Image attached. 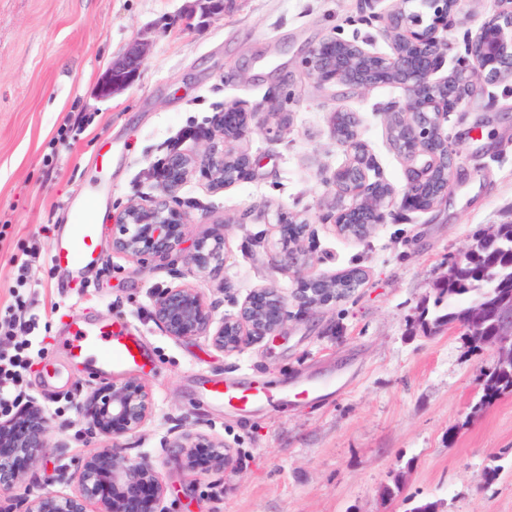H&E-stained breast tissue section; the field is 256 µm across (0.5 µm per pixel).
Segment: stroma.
<instances>
[{
	"label": "stroma",
	"instance_id": "1",
	"mask_svg": "<svg viewBox=\"0 0 512 512\" xmlns=\"http://www.w3.org/2000/svg\"><path fill=\"white\" fill-rule=\"evenodd\" d=\"M393 0H0V314L36 319L45 349L21 388V402L49 421L48 450L11 492L22 499L70 491L77 463L106 444L85 438L76 410L87 395L126 372L101 376L70 362L60 345L72 317L120 322L151 357L140 375L154 399L151 418L120 440L123 456L148 460L166 488L165 512H411L422 499L438 512H512V394L473 407L491 349L434 319L449 265L488 227L512 224V79L478 93L448 116L457 152L446 200L427 211L392 207L365 239L350 240L326 220L330 180L347 155L333 135L337 110L356 113L376 161L370 180L395 193L407 163L384 122L401 104L398 86L350 91L321 84L304 67L310 49L335 36L387 54L374 16ZM144 45L138 74L102 98L112 64ZM278 97L286 128H254L242 148L251 179L221 191L195 177L179 191L189 238L227 223L223 279L199 286L216 316L236 312L254 288L291 296L296 271L275 265L274 224L286 214L310 225L311 269L361 270L345 299L308 313L288 304L287 334L223 353L202 338L177 340L151 318L153 295L177 284L183 262L140 264L113 253L112 226L132 200L159 192L161 162L203 147L199 131L237 105L259 111ZM90 208L102 252L73 280L52 268L59 228ZM30 262L37 287L16 266ZM259 378L282 397L249 413L213 401L227 380ZM301 382L322 396L297 394ZM194 431L225 441L234 467L193 473L164 441ZM500 466L492 484L484 469Z\"/></svg>",
	"mask_w": 512,
	"mask_h": 512
}]
</instances>
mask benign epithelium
<instances>
[{
  "instance_id": "1",
  "label": "benign epithelium",
  "mask_w": 512,
  "mask_h": 512,
  "mask_svg": "<svg viewBox=\"0 0 512 512\" xmlns=\"http://www.w3.org/2000/svg\"><path fill=\"white\" fill-rule=\"evenodd\" d=\"M460 0H397L393 9L375 16L390 40L389 55L372 52L356 41L329 37L313 47L305 65L318 82L352 90L385 85L403 88L406 99L385 113L389 129L397 131L393 145L410 161L423 160L410 170L400 206L410 211L433 208L431 199L448 197L455 153L448 147L443 124L448 113L469 97L467 87L476 83L485 91L512 76V0H499V8L484 19L475 33L464 37L465 65L444 79L434 75L448 54L445 32L453 26ZM142 53L135 50L112 63L99 87V95L130 86L139 70ZM256 113L227 107L213 126L201 133L200 152H176L160 172V195L151 204L132 201L112 225V252L142 263H173L184 258V281L161 289L154 298L152 319L168 336L182 340L205 338L216 350L236 352L250 342L286 335L288 299L279 289L252 290L237 312L218 320L213 306L196 280L224 273L226 225L194 241L187 239L185 214L178 190L193 176L208 181L214 190L250 178L251 156L233 148L257 125ZM359 120L353 112L334 113V132L353 133L350 161L336 169L333 183L337 200L327 218L347 237L363 239L385 221L393 192L382 180L369 181L373 156L358 136ZM279 250L276 259L297 269L294 300L303 311L336 303V276L304 271V242L308 224L282 219L275 225ZM463 331L473 345L494 349L496 366L512 369V300L495 305L474 303ZM149 388L131 378L93 392L77 405L85 435L102 436L112 444L81 459L71 493L46 490L22 501V512H160L165 487L147 461L128 462L118 441L137 433L153 413ZM49 426L42 410L30 405L16 415L0 419V493L22 482L27 469L45 457ZM180 449L181 461L197 469L226 471L233 468L232 454L224 442L201 434L180 433L168 440Z\"/></svg>"
}]
</instances>
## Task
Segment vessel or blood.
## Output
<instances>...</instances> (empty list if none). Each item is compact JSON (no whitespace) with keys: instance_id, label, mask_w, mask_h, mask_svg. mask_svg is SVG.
<instances>
[{"instance_id":"vessel-or-blood-1","label":"vessel or blood","mask_w":512,"mask_h":512,"mask_svg":"<svg viewBox=\"0 0 512 512\" xmlns=\"http://www.w3.org/2000/svg\"><path fill=\"white\" fill-rule=\"evenodd\" d=\"M99 253L98 228L86 220L66 228L50 254V262L55 266L69 267L78 274L84 266L96 262ZM67 349L77 362L93 364L104 372L114 369L143 370L148 365V357L142 350L139 338L118 323L93 327L79 321L73 322ZM210 395L214 400L242 409L268 403L271 399L267 386L260 382L246 387L227 383L211 389Z\"/></svg>"}]
</instances>
